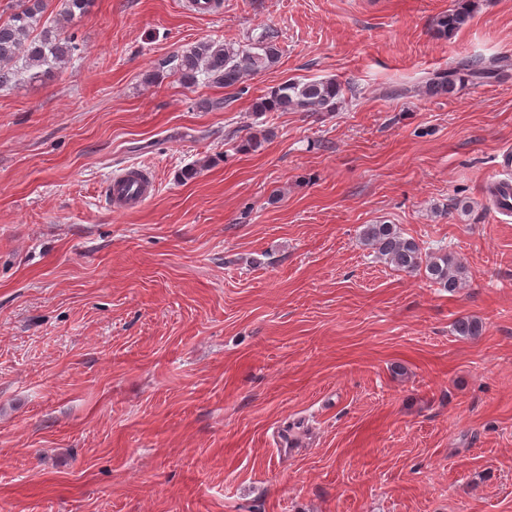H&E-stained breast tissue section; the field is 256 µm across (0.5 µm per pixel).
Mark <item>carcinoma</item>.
<instances>
[{"instance_id":"cac0c4a2","label":"carcinoma","mask_w":512,"mask_h":512,"mask_svg":"<svg viewBox=\"0 0 512 512\" xmlns=\"http://www.w3.org/2000/svg\"><path fill=\"white\" fill-rule=\"evenodd\" d=\"M93 0H63L62 17L71 21L85 14ZM46 9L45 0H16L11 20L0 24V88L13 83L18 71L11 63L25 58V71L36 79L50 74L53 69L66 63L76 50L71 37L61 35L60 28H44L38 36H32L40 27ZM470 9L463 5L437 18L438 30L446 35L467 24ZM270 33L265 42L254 47L234 49L221 42L201 44L169 60L182 82L194 84L197 75L226 88L234 87L249 73H256L273 64L279 55ZM508 67L507 61L466 59L447 72L438 73L429 80L432 93L449 92L456 80L466 74L482 77L500 75ZM340 86L332 80L308 82L286 81L271 91L270 96L256 103L259 112L267 111H319L334 104ZM361 242L374 250L377 256L400 271L415 273L424 271L434 282L453 292L465 285L464 267L448 253L425 251L412 238L400 234L392 224H365L360 232ZM455 332L464 338H476L483 332V324L472 317H460L455 322Z\"/></svg>"}]
</instances>
